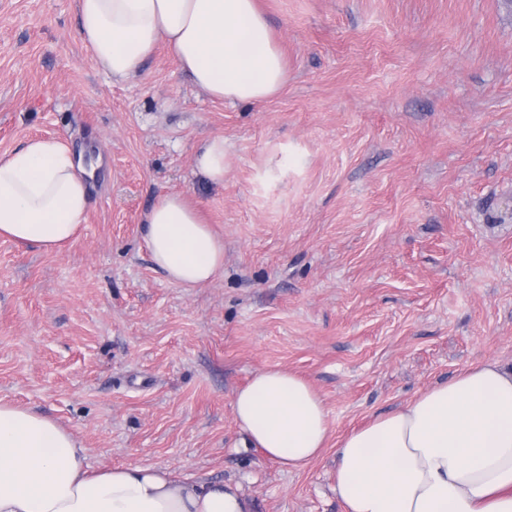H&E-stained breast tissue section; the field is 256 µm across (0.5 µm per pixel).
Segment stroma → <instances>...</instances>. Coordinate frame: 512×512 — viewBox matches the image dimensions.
I'll use <instances>...</instances> for the list:
<instances>
[{
    "instance_id": "1",
    "label": "stroma",
    "mask_w": 512,
    "mask_h": 512,
    "mask_svg": "<svg viewBox=\"0 0 512 512\" xmlns=\"http://www.w3.org/2000/svg\"><path fill=\"white\" fill-rule=\"evenodd\" d=\"M258 6L287 80L250 105L210 99L162 47L115 81L78 0H0V155L45 137L100 163L60 251L0 239V400L76 432L94 469L232 483L252 512H345L333 450L281 471L232 398L295 372L340 435L464 367L512 369V5ZM216 136L220 185L196 168ZM169 191L224 239L199 288L144 242Z\"/></svg>"
}]
</instances>
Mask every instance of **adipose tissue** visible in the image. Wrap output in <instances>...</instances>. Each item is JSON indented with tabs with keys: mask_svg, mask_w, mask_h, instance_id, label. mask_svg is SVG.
<instances>
[{
	"mask_svg": "<svg viewBox=\"0 0 512 512\" xmlns=\"http://www.w3.org/2000/svg\"><path fill=\"white\" fill-rule=\"evenodd\" d=\"M80 32L113 79L137 75L158 45L211 98L261 103L286 82L256 0H79ZM88 172L57 139L0 156V237L54 252L87 221ZM156 269L198 288L224 267V240L179 192L146 212ZM251 444L301 472L335 441V491L347 512H512V371L467 367L394 412L332 438L322 397L273 366L236 391ZM0 512H251L238 488L180 479L150 465L100 470L53 419L0 401Z\"/></svg>",
	"mask_w": 512,
	"mask_h": 512,
	"instance_id": "ef3b65f1",
	"label": "adipose tissue"
}]
</instances>
